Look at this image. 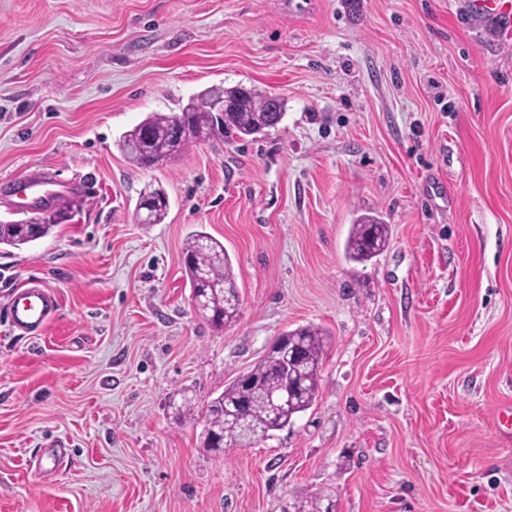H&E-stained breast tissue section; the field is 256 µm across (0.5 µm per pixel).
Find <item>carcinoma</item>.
Segmentation results:
<instances>
[{"label": "carcinoma", "mask_w": 512, "mask_h": 512, "mask_svg": "<svg viewBox=\"0 0 512 512\" xmlns=\"http://www.w3.org/2000/svg\"><path fill=\"white\" fill-rule=\"evenodd\" d=\"M218 95L229 99L241 95L244 104L216 114L210 107V101ZM283 108L284 104L278 98L261 94L252 87L211 85L192 98L178 113L149 114L120 136L118 146L137 166L153 168L195 143L194 137L186 135L178 149H172L178 121L196 133L209 132L226 139L242 138L276 126L282 119ZM143 197L154 200L147 223H161L169 207L164 191L155 188L143 194ZM53 228L52 223L0 224V245L20 250L48 235ZM388 234V225L380 224L374 218L360 219L352 225L346 246L348 258L357 262L372 259L385 248ZM184 266L192 292L201 294L206 301L204 319L218 328L234 322L239 315L240 303L232 261L224 251V245L205 232H194L185 244ZM282 337L283 348L266 352L248 371V381L233 380L208 405L202 429L204 447L217 450L239 443L243 422L252 426L257 439H264L271 432L292 424L298 414L313 405L326 345L323 332L307 325L287 331ZM289 377L297 389L290 403L275 409L272 399L288 387ZM331 508L330 503L323 507L319 502L307 505L294 502L285 504L282 512H331Z\"/></svg>", "instance_id": "cac0c4a2"}]
</instances>
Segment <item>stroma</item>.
<instances>
[{
	"instance_id": "1",
	"label": "stroma",
	"mask_w": 512,
	"mask_h": 512,
	"mask_svg": "<svg viewBox=\"0 0 512 512\" xmlns=\"http://www.w3.org/2000/svg\"><path fill=\"white\" fill-rule=\"evenodd\" d=\"M0 0V224L55 176L51 234L0 247V512H512V38L474 0ZM213 84L281 98L262 134L143 169L121 134ZM162 188L166 218L137 203ZM362 215L390 227L348 260ZM229 254L237 320L191 305L183 244ZM320 327L313 406L248 448L196 414L282 333ZM62 444L40 471L38 449ZM14 192L18 204L28 209L58 205L70 195L68 186L51 177L20 183ZM56 310L55 295L47 288L31 285L13 291L4 317L14 331L32 335L45 329Z\"/></svg>"
}]
</instances>
